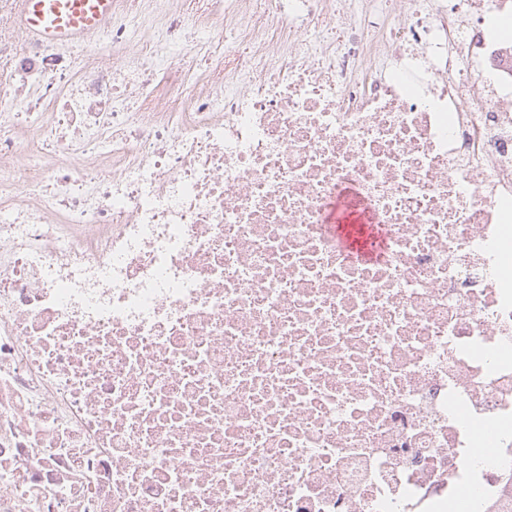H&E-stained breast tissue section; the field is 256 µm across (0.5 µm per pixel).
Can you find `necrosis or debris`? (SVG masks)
Returning a JSON list of instances; mask_svg holds the SVG:
<instances>
[{
	"mask_svg": "<svg viewBox=\"0 0 512 512\" xmlns=\"http://www.w3.org/2000/svg\"><path fill=\"white\" fill-rule=\"evenodd\" d=\"M14 11L0 512H502L512 0H118L67 49ZM353 198V194L348 192L334 203L330 233L349 258L378 261L386 248L383 226L375 224L372 214L363 206H359L356 214L351 215L350 204ZM355 219L362 224H348Z\"/></svg>",
	"mask_w": 512,
	"mask_h": 512,
	"instance_id": "obj_1",
	"label": "necrosis or debris"
}]
</instances>
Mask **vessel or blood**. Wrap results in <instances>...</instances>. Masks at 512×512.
<instances>
[{
	"instance_id": "obj_1",
	"label": "vessel or blood",
	"mask_w": 512,
	"mask_h": 512,
	"mask_svg": "<svg viewBox=\"0 0 512 512\" xmlns=\"http://www.w3.org/2000/svg\"><path fill=\"white\" fill-rule=\"evenodd\" d=\"M14 15L26 35L67 48L101 33L112 19L116 0H16ZM352 194L334 204L330 233L349 258L380 260L386 243L383 228L365 207H352Z\"/></svg>"
}]
</instances>
